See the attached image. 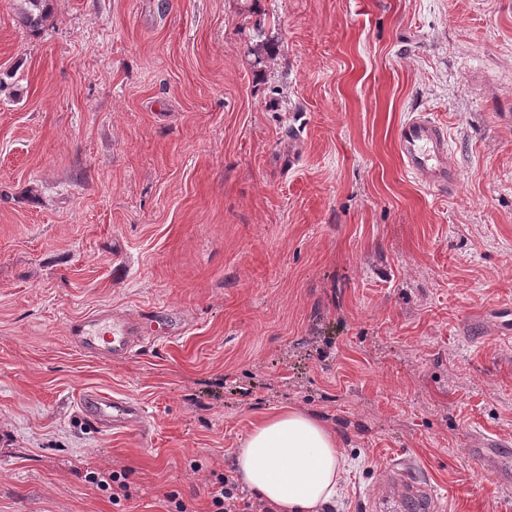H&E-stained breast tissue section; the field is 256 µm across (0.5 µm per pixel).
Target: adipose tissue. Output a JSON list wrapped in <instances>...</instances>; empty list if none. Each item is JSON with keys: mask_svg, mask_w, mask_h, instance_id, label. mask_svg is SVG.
Masks as SVG:
<instances>
[{"mask_svg": "<svg viewBox=\"0 0 512 512\" xmlns=\"http://www.w3.org/2000/svg\"><path fill=\"white\" fill-rule=\"evenodd\" d=\"M344 457L317 420L293 410L265 416L235 455V470L275 512H319L336 494Z\"/></svg>", "mask_w": 512, "mask_h": 512, "instance_id": "obj_1", "label": "adipose tissue"}]
</instances>
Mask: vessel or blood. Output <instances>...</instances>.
<instances>
[{
    "label": "vessel or blood",
    "mask_w": 512,
    "mask_h": 512,
    "mask_svg": "<svg viewBox=\"0 0 512 512\" xmlns=\"http://www.w3.org/2000/svg\"><path fill=\"white\" fill-rule=\"evenodd\" d=\"M403 166L423 184L447 194L458 184V171L448 153L447 129L430 113L417 112L405 120L396 135ZM182 320L163 306L152 307L146 316L133 319L111 308L93 310L70 321L69 340L81 353L100 360L130 358L150 337L171 338L181 334ZM81 410L102 429H122L140 435L149 428L144 409L123 398L99 392L85 393ZM394 468L410 495L425 512H435L437 503L418 473L409 464Z\"/></svg>",
    "instance_id": "obj_1"
}]
</instances>
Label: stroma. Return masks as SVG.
<instances>
[{"label":"stroma","instance_id":"1","mask_svg":"<svg viewBox=\"0 0 512 512\" xmlns=\"http://www.w3.org/2000/svg\"><path fill=\"white\" fill-rule=\"evenodd\" d=\"M0 0V512H208L212 472L291 408L442 512H512V0ZM445 123L435 195L397 127ZM181 315L122 361L67 324ZM141 405L106 431L82 392ZM487 449L481 469L471 451ZM126 471L113 505L90 472ZM392 467L397 471L406 494L410 495L421 507L429 511H439L430 490L420 480L418 473L409 464L394 462Z\"/></svg>","mask_w":512,"mask_h":512}]
</instances>
